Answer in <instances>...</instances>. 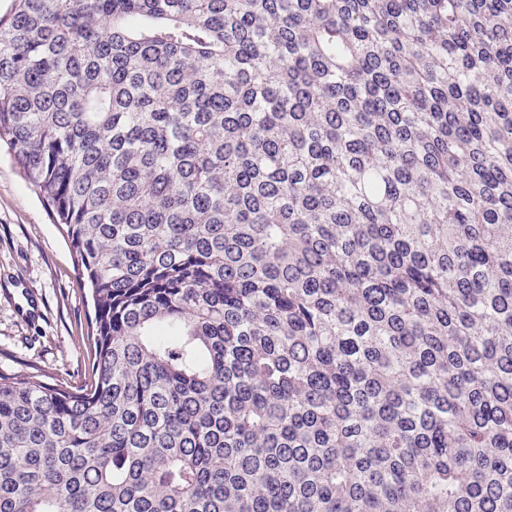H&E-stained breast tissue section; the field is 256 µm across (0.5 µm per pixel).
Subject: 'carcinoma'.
<instances>
[{
    "label": "carcinoma",
    "mask_w": 512,
    "mask_h": 512,
    "mask_svg": "<svg viewBox=\"0 0 512 512\" xmlns=\"http://www.w3.org/2000/svg\"><path fill=\"white\" fill-rule=\"evenodd\" d=\"M2 144L94 319L0 512H512V0H15Z\"/></svg>",
    "instance_id": "obj_1"
}]
</instances>
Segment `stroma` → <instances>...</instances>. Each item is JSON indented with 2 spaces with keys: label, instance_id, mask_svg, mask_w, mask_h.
I'll list each match as a JSON object with an SVG mask.
<instances>
[{
  "label": "stroma",
  "instance_id": "obj_1",
  "mask_svg": "<svg viewBox=\"0 0 512 512\" xmlns=\"http://www.w3.org/2000/svg\"><path fill=\"white\" fill-rule=\"evenodd\" d=\"M93 306L45 203L0 149V372L80 385Z\"/></svg>",
  "mask_w": 512,
  "mask_h": 512
}]
</instances>
